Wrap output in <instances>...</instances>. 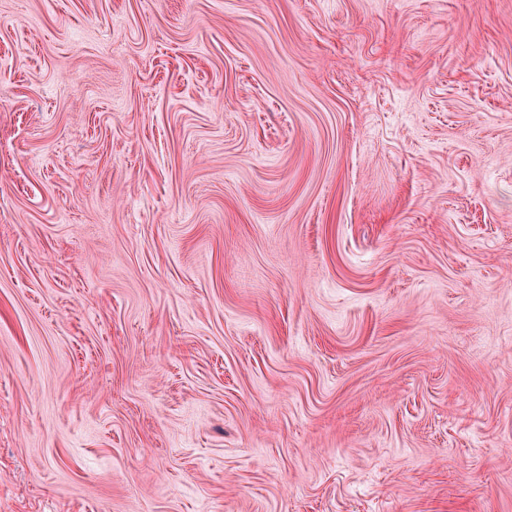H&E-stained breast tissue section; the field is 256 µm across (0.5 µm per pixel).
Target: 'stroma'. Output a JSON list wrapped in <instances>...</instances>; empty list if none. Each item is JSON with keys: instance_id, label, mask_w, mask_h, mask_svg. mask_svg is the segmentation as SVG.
Returning <instances> with one entry per match:
<instances>
[{"instance_id": "35a3bbf8", "label": "stroma", "mask_w": 512, "mask_h": 512, "mask_svg": "<svg viewBox=\"0 0 512 512\" xmlns=\"http://www.w3.org/2000/svg\"><path fill=\"white\" fill-rule=\"evenodd\" d=\"M0 512H512V0H0Z\"/></svg>"}]
</instances>
